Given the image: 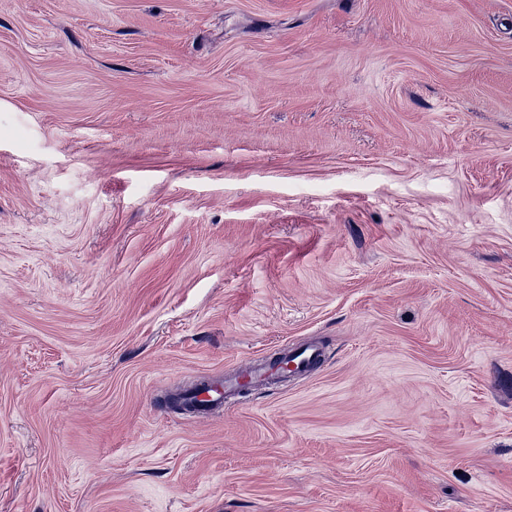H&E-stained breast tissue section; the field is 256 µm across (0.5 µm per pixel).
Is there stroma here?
Segmentation results:
<instances>
[{
	"mask_svg": "<svg viewBox=\"0 0 512 512\" xmlns=\"http://www.w3.org/2000/svg\"><path fill=\"white\" fill-rule=\"evenodd\" d=\"M0 512H512V0H0ZM323 350L315 344H303L295 349L287 350L283 353L288 362L289 369L296 373L307 372L309 367L319 362L323 357ZM280 362V363H281ZM272 362L249 363L234 379L224 380V384H210L209 387L200 388L196 384L184 395L188 402L192 404L193 412L191 414L198 416V419H208L212 413L222 406L226 394L232 389L244 384L269 387L273 380L278 365ZM227 388H231L227 390Z\"/></svg>",
	"mask_w": 512,
	"mask_h": 512,
	"instance_id": "stroma-1",
	"label": "stroma"
}]
</instances>
